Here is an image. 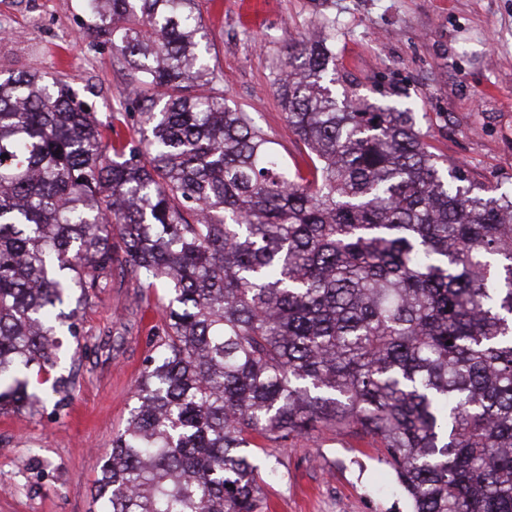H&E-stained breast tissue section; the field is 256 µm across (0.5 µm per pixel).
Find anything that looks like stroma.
I'll return each instance as SVG.
<instances>
[{
	"label": "stroma",
	"mask_w": 512,
	"mask_h": 512,
	"mask_svg": "<svg viewBox=\"0 0 512 512\" xmlns=\"http://www.w3.org/2000/svg\"><path fill=\"white\" fill-rule=\"evenodd\" d=\"M199 0L220 86L289 160L305 155L274 89L290 37L336 32V66L371 98L399 92L437 155L464 162L477 183L512 190V0ZM76 0H0V77L67 75L106 116L131 75L109 46L80 32ZM163 288H139L115 270L111 288L83 309L81 335L62 337L66 407L0 413V512H96L100 458L132 404L134 383L163 334ZM259 458L282 478L264 486L270 512H408L374 439L321 428L290 447L262 441Z\"/></svg>",
	"instance_id": "stroma-1"
}]
</instances>
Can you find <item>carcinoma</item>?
<instances>
[{
  "instance_id": "cac0c4a2",
  "label": "carcinoma",
  "mask_w": 512,
  "mask_h": 512,
  "mask_svg": "<svg viewBox=\"0 0 512 512\" xmlns=\"http://www.w3.org/2000/svg\"><path fill=\"white\" fill-rule=\"evenodd\" d=\"M79 2L140 136L61 75L0 79V412L41 401L120 260L169 298L98 512H266L258 440L318 425L376 439L411 512H512V195L360 94L333 36L274 82L291 165L217 88L198 0Z\"/></svg>"
}]
</instances>
